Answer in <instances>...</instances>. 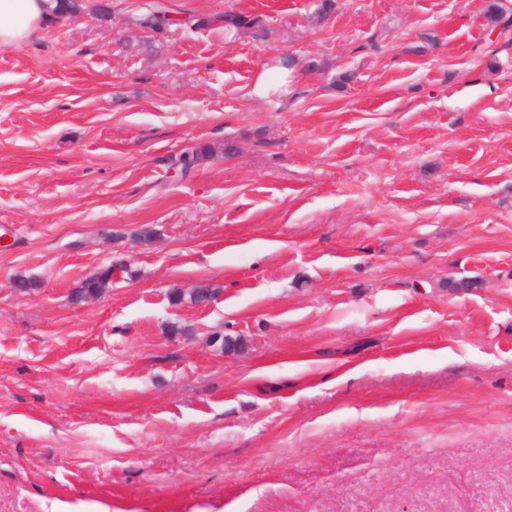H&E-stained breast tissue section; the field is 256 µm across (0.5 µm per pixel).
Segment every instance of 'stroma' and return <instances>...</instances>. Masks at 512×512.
Here are the masks:
<instances>
[{
  "label": "stroma",
  "instance_id": "stroma-1",
  "mask_svg": "<svg viewBox=\"0 0 512 512\" xmlns=\"http://www.w3.org/2000/svg\"><path fill=\"white\" fill-rule=\"evenodd\" d=\"M322 2L82 0L0 46V512H512V29ZM216 21L223 23L224 30L235 31L237 34H250L256 39L263 37L265 33L264 26L259 19L233 11H228L225 12L224 15L217 16ZM291 85V69L283 61H274L258 69L253 78L251 95L260 100L272 101L286 98ZM111 278L112 270L108 267L86 278L80 283L74 293L76 300H83L85 296L91 293L102 294L109 287Z\"/></svg>",
  "mask_w": 512,
  "mask_h": 512
}]
</instances>
